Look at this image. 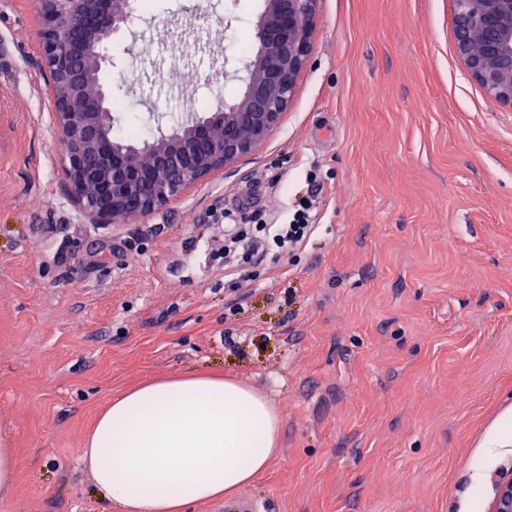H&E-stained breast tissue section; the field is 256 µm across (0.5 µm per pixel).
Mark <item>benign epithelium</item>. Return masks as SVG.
<instances>
[{"mask_svg":"<svg viewBox=\"0 0 512 512\" xmlns=\"http://www.w3.org/2000/svg\"><path fill=\"white\" fill-rule=\"evenodd\" d=\"M318 0H263L258 48L236 61L243 92L215 111L139 144L114 135L112 88L99 73L105 44L135 36L137 0H37L41 69L50 77L71 199L91 219L152 213L186 186L254 153L294 97L316 34ZM455 48L471 78L512 105V0H455ZM493 512H512V479Z\"/></svg>","mask_w":512,"mask_h":512,"instance_id":"obj_1","label":"benign epithelium"}]
</instances>
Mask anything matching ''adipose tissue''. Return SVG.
Listing matches in <instances>:
<instances>
[{
  "instance_id": "obj_1",
  "label": "adipose tissue",
  "mask_w": 512,
  "mask_h": 512,
  "mask_svg": "<svg viewBox=\"0 0 512 512\" xmlns=\"http://www.w3.org/2000/svg\"><path fill=\"white\" fill-rule=\"evenodd\" d=\"M281 416L221 376L154 378L113 397L81 464L117 512H187L244 490L279 455Z\"/></svg>"
}]
</instances>
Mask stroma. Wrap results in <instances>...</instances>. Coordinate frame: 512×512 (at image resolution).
<instances>
[{"label":"stroma","instance_id":"obj_1","mask_svg":"<svg viewBox=\"0 0 512 512\" xmlns=\"http://www.w3.org/2000/svg\"><path fill=\"white\" fill-rule=\"evenodd\" d=\"M153 4L102 75L117 130L147 139L240 95L196 75L242 57L263 8ZM181 24L229 37L141 53ZM41 27L34 0H0V432L18 461L0 512H113L80 465L88 430L117 392L187 372L279 410L281 454L243 491L264 512H491L512 453L472 475L512 411V106L458 57L454 0H319L265 144L123 224L67 195ZM304 197L300 249L226 274L215 212L281 224Z\"/></svg>","mask_w":512,"mask_h":512}]
</instances>
